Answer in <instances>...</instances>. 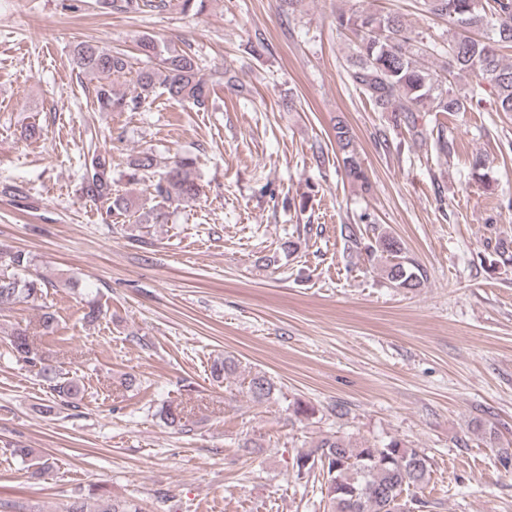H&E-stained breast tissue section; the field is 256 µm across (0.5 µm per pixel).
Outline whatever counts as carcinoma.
<instances>
[{"instance_id": "cac0c4a2", "label": "carcinoma", "mask_w": 512, "mask_h": 512, "mask_svg": "<svg viewBox=\"0 0 512 512\" xmlns=\"http://www.w3.org/2000/svg\"><path fill=\"white\" fill-rule=\"evenodd\" d=\"M426 10L448 18V39L430 45L418 39L403 20L392 14L370 10H338L334 15L336 32L354 37L353 53L349 59L348 79L356 91L376 108L399 113V120L416 137H423L418 127V113L432 112L434 117L451 113L480 111L487 89L495 91L496 111L512 112V65L505 64L499 49L512 48V0H424ZM141 55L149 66L137 75L138 92L128 97L113 91L112 80L125 74L128 61L125 55L95 43L79 42L73 49V60L80 69L99 77L95 97L104 112H137L158 88L168 99L188 102L197 111H206L210 87L200 74L194 57L187 53L159 49L155 40L144 37L139 41ZM438 55L446 58V71L454 78L475 75L467 91L456 94L442 86L438 74L426 65L427 58ZM431 148L439 158L451 156L453 141L446 136V127L435 121L430 130ZM336 145L343 153L346 176L369 187L353 147V135L341 119L335 127ZM156 162L149 152H140L129 163V179L137 182L155 173ZM194 159L174 160L157 182L153 183V198L157 204L150 208L147 219L155 224L166 220V208L174 203H189L201 193L194 176ZM80 191L93 202L107 205L115 215L135 217L134 201L113 189L112 155L95 149L85 158ZM349 238L355 245L372 255L386 257L387 279L397 288L421 286L425 272L404 255L402 243L388 232H379L367 242H361L354 231ZM13 269L11 274L0 273V305L16 301L34 302L42 297L46 280L28 273L30 261L21 251L0 252V267ZM9 354L35 369L46 381L63 406L77 407L83 400L85 385L74 377H61L45 358L33 352L27 334L17 331L7 338ZM248 391L258 401L274 392L273 382L256 374ZM159 417L169 426L181 431L186 424L177 409L164 404ZM297 475L317 469L326 485L328 512H403L399 503L404 492L421 489L431 478L429 457L418 448H408L399 441L372 443L328 435L316 450L297 456ZM99 502L97 512H142L132 500L111 498L105 488L92 493Z\"/></svg>"}]
</instances>
